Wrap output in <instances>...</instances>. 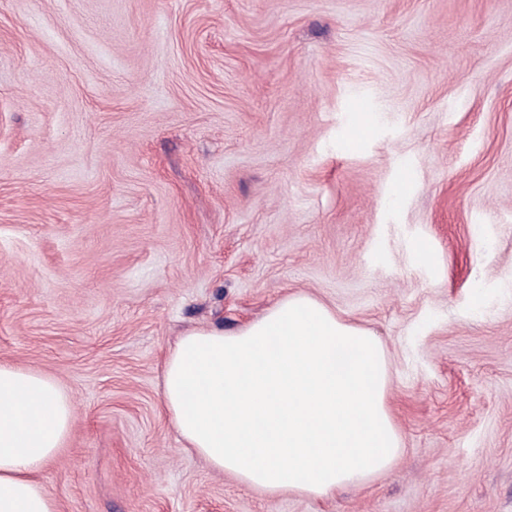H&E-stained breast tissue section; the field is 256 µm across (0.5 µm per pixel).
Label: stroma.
I'll return each mask as SVG.
<instances>
[{
	"instance_id": "stroma-1",
	"label": "stroma",
	"mask_w": 512,
	"mask_h": 512,
	"mask_svg": "<svg viewBox=\"0 0 512 512\" xmlns=\"http://www.w3.org/2000/svg\"><path fill=\"white\" fill-rule=\"evenodd\" d=\"M371 329L395 466L315 498L185 452L186 328ZM71 393L59 512H512V0H0V363Z\"/></svg>"
}]
</instances>
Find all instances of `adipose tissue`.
Masks as SVG:
<instances>
[{
	"label": "adipose tissue",
	"instance_id": "obj_1",
	"mask_svg": "<svg viewBox=\"0 0 512 512\" xmlns=\"http://www.w3.org/2000/svg\"><path fill=\"white\" fill-rule=\"evenodd\" d=\"M383 350L368 330L292 293L228 334L185 330L161 397L184 450L246 486L326 497L402 453ZM71 394L35 368L0 363V512H58L37 478L72 427Z\"/></svg>",
	"mask_w": 512,
	"mask_h": 512
}]
</instances>
